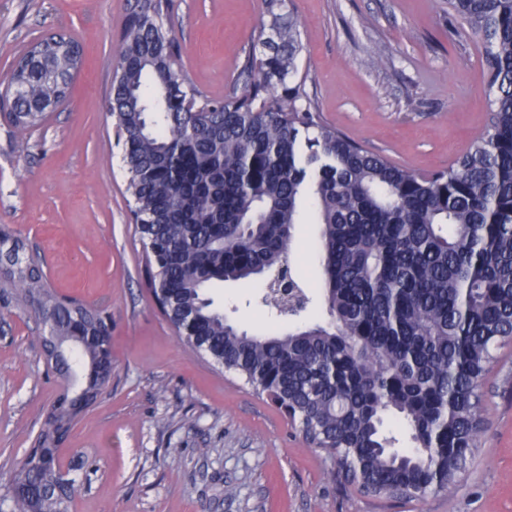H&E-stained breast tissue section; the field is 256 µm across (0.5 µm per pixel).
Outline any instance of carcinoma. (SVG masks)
Listing matches in <instances>:
<instances>
[{
  "mask_svg": "<svg viewBox=\"0 0 512 512\" xmlns=\"http://www.w3.org/2000/svg\"><path fill=\"white\" fill-rule=\"evenodd\" d=\"M266 0L282 48L247 59L258 77L241 94L204 100L164 24L171 0H137L118 50L108 110L123 137L132 215L147 241L150 284L178 338L272 395L315 447L372 496L423 499L448 489L479 444V382L501 339L512 336V0H448L461 23L487 36L483 79L489 128L447 169L419 177L314 121L297 73L293 24ZM18 61L32 97L69 98L81 45L55 33ZM282 86L276 91L274 85ZM41 112L14 115L19 130ZM317 225L316 278L329 322L250 333L207 290L288 267L295 226ZM14 260L0 293L50 307L62 342L78 321L98 336L109 315L59 294L23 241L0 228ZM192 319L191 334L183 331ZM55 366L77 377L49 419L71 430L94 404L112 365L91 340ZM394 418L409 447L383 428ZM63 481L30 449L11 485L31 499L16 512H65Z\"/></svg>",
  "mask_w": 512,
  "mask_h": 512,
  "instance_id": "cac0c4a2",
  "label": "carcinoma"
}]
</instances>
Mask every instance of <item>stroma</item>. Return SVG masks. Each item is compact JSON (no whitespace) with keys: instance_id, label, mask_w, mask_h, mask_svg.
Returning <instances> with one entry per match:
<instances>
[{"instance_id":"35a3bbf8","label":"stroma","mask_w":512,"mask_h":512,"mask_svg":"<svg viewBox=\"0 0 512 512\" xmlns=\"http://www.w3.org/2000/svg\"><path fill=\"white\" fill-rule=\"evenodd\" d=\"M136 0H0V78L36 39L75 37L68 100L17 131L0 106V225L38 254L62 294L112 317V378L62 445L72 512H512V337L481 381V439L459 481L418 500L371 497L240 377L179 341L150 292L122 151L104 107ZM316 121L419 176L450 165L490 116L485 34L455 30L448 0H285ZM188 79L208 99L242 92L243 63L278 38L264 0H172L167 19ZM315 227L300 224L293 274L314 288ZM262 280L212 293L249 330L266 326ZM43 328L0 298V507L10 470L65 386Z\"/></svg>"}]
</instances>
